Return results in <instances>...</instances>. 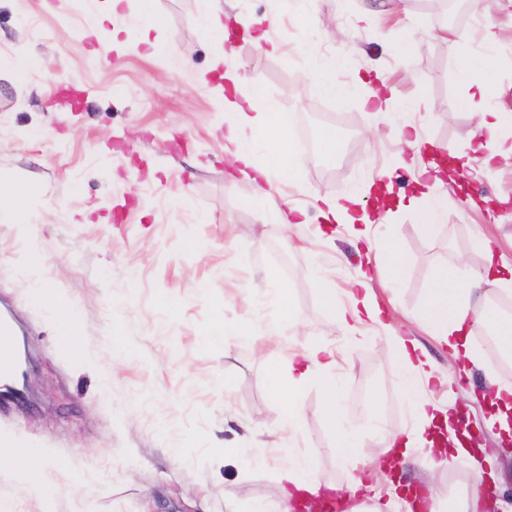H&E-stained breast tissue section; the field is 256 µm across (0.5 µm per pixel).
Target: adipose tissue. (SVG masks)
I'll return each instance as SVG.
<instances>
[{"label":"adipose tissue","instance_id":"1","mask_svg":"<svg viewBox=\"0 0 512 512\" xmlns=\"http://www.w3.org/2000/svg\"><path fill=\"white\" fill-rule=\"evenodd\" d=\"M460 79L469 91L470 105L478 111L481 139L471 147L478 158L475 165L469 166L466 171L470 180L477 181L499 159L512 156V146H507L503 136L505 128L512 126V114L486 107L485 102L492 94V85L483 59L470 57L460 72ZM224 108L236 115L235 122L224 137V151L236 163L243 181L257 187L270 181L274 175L293 170L294 158L281 150L269 152L263 161H256L257 146L245 136L246 131L257 132L271 124L276 116L272 104L267 103L261 107L253 105L246 109L239 102L228 99L224 102ZM474 244L487 259L484 269L474 274H465L457 269L441 270L424 310L430 335L439 344L447 346L455 359L472 364L477 363L478 353L471 345L470 338L479 328L494 335L502 353L512 354V316L495 309L493 294L494 288L508 285L512 281L501 276L499 270L495 269L492 263L494 253L485 236L476 235ZM319 281L324 303L331 307L344 329H353L355 324L365 321H379L381 311L369 298L354 296L349 304H337L336 291L331 288L329 278L323 275ZM390 342L398 351L392 364L401 373L402 388L411 401L414 416L422 423H432L438 406L421 396L433 378L428 360L424 353L410 351L402 337H391ZM334 365L331 352L316 344L289 354L287 362L274 365L271 376L276 380H286L293 393L283 411V423L291 429L301 424V390L314 381L326 379V407L336 436V458L340 465L347 467L357 459L360 433L346 425L342 419V387L331 377ZM4 456L11 461L13 475L26 501L37 504L56 492L57 486L49 480L43 466L49 458L47 450L0 445V458ZM278 484L280 497L274 509H267L260 504L253 512H293L295 503L308 502L315 506L322 497V485L315 476L311 460L305 457L294 459L283 467L278 475Z\"/></svg>","mask_w":512,"mask_h":512}]
</instances>
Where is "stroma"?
Returning <instances> with one entry per match:
<instances>
[{
	"instance_id": "35a3bbf8",
	"label": "stroma",
	"mask_w": 512,
	"mask_h": 512,
	"mask_svg": "<svg viewBox=\"0 0 512 512\" xmlns=\"http://www.w3.org/2000/svg\"><path fill=\"white\" fill-rule=\"evenodd\" d=\"M224 21L261 20L280 52L252 36L207 38L209 0H153L155 28L138 40L141 0H122L111 23L83 31L101 0H0V58L27 59L18 77L0 69V305L26 334L32 355L28 401L0 411V436L18 448H46L59 490L37 512H75L103 481L97 512H250L274 505L277 474L295 457L313 458L321 482L345 485L320 385L304 388L299 429L282 425L286 382L273 364L313 344L332 349L343 388L342 414L361 430L365 475L382 458L380 435L413 427L391 336L415 342L436 374L456 362L422 316L443 267L477 270L483 233L499 262L512 266V162L459 191L456 175L427 188L398 166L397 127L365 104L364 79L383 74L408 100L422 154L472 161L479 134L459 78L464 60L446 39L453 29L482 51L485 25L496 41L488 76L491 103L512 113V6L486 0H318L306 25L296 0H223ZM220 69H213L215 58ZM233 71L237 86L224 85ZM351 85L343 101L322 79ZM261 92L277 112L339 150L300 156L292 176L267 192L301 210L299 224L264 214L254 187L232 183L224 136L233 120L224 99ZM360 193L371 216L369 241L353 226L325 221L316 198ZM448 209L427 230L431 196ZM397 257L378 259L386 244ZM331 274L338 299L366 282L385 311L382 324L349 338L324 305L312 266ZM43 277L42 294L30 274ZM285 290L296 318L280 325L268 284ZM76 311L64 336L50 296ZM236 327L243 336L207 345L203 336ZM464 377L456 403L431 398L466 418L483 447L497 449L484 473L512 493V447L488 421L492 383L512 385L488 346ZM433 471L420 445L402 449L374 483L376 512H405L399 487L425 490Z\"/></svg>"
}]
</instances>
